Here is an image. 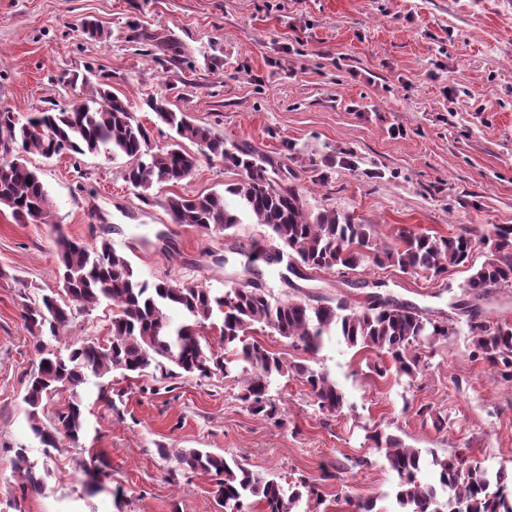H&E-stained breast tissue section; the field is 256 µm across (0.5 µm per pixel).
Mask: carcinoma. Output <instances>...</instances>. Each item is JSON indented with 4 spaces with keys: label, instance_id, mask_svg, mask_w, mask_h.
<instances>
[{
    "label": "carcinoma",
    "instance_id": "obj_1",
    "mask_svg": "<svg viewBox=\"0 0 512 512\" xmlns=\"http://www.w3.org/2000/svg\"><path fill=\"white\" fill-rule=\"evenodd\" d=\"M61 76L70 85H82L71 102L48 108L22 120L0 111V208L11 211L18 222L52 223V203L28 154L51 159L104 154L126 158L124 179L142 190L139 198L153 203L148 190L155 184H177L190 177L203 156L243 171L224 192L188 196L172 194L162 205L174 224L196 226L207 232L230 231L241 223L229 209L226 196L235 197L242 211L266 227L268 242L285 250L291 265L334 272L343 277L365 262L392 266L403 273H427L439 277L448 268L470 262L476 244L483 245L485 259L470 267L466 291L478 300L497 288H512V227L498 226L492 235L464 229L454 236H436L411 229L396 231L392 241L380 240L373 225L350 212L317 213L293 186L277 183L266 162L250 149L227 147L224 137L211 128L175 112L162 95H149L142 105L174 135L164 147H151V129L131 111L128 102L110 91L92 88L88 74ZM195 144L198 153L187 152L182 141ZM62 297L42 296L22 305L25 327L33 347L41 355L27 375L24 402L34 435L45 448H56L61 439L79 442L85 430L83 401L77 393L87 373L102 378L114 371L141 375L153 369L164 376L209 378L236 374L242 382L239 400L254 415L272 419L277 405L269 395L271 377L298 378L309 389L319 411L342 413L345 396L331 376L306 363L291 361L284 352H273L254 338L257 330H270L295 348L316 358L323 338L330 332L350 348L391 358L396 374L413 378L423 368L421 349L432 347L454 334L447 323L430 318L415 307L394 302H373L353 307L345 300L290 298L279 300L252 282L236 283L222 292L199 285L150 284L139 278L126 255L103 238L88 245L62 232L56 238ZM103 302L112 304V320L105 342L83 341L70 347L67 356L44 355L43 338H59L78 313ZM470 357L492 370L498 382L512 384V324L499 323L478 314L466 321ZM219 331L220 347L208 339ZM69 383L68 403L45 413L58 387ZM385 450V459L397 477L395 500L400 512H512V469L495 473L472 463L462 448L435 456V483L421 480V451L403 446L395 436L374 430L368 436ZM176 466L171 476L196 474L217 478L219 506L229 503L236 512H252V499L265 512H297L301 502L324 504L317 485L306 478L284 484L261 476L245 463L204 448H160ZM22 496L39 495L43 480L25 448L12 459ZM349 512H376V503L346 494Z\"/></svg>",
    "mask_w": 512,
    "mask_h": 512
}]
</instances>
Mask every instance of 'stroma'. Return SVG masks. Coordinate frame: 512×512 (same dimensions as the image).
Masks as SVG:
<instances>
[{"mask_svg": "<svg viewBox=\"0 0 512 512\" xmlns=\"http://www.w3.org/2000/svg\"><path fill=\"white\" fill-rule=\"evenodd\" d=\"M96 22L105 37L79 30ZM93 67L109 90L137 107L157 145L169 129L141 110L147 95L210 127L229 144L270 162L279 183L309 206L352 212L380 237L401 227L453 236L512 225V0H0V108L27 116L68 103L58 75ZM32 166L49 193L54 225L19 223L0 210V512H224L216 482L171 477L158 448H207L286 482L307 477L347 512L344 491L391 512L395 476L371 430L405 446L512 467V385L472 360L467 341L466 267L437 278L366 265L340 277L280 264L274 298L345 299L377 294L447 321L450 340L425 349L415 379L375 381L365 356L326 341L313 368L343 389L339 414L317 410L297 379H273L280 421L251 414L239 380L88 376L78 444L44 449L23 401L36 356L22 304L56 291L57 232L94 243L127 238L141 279L264 285L265 260L246 253L266 242L264 226L243 218L233 235L173 224L169 192L223 191L239 169L200 159L173 188L140 201L123 180L124 160L102 155L45 159ZM112 307L78 314L46 348L66 353L82 339H105ZM431 406L440 423L418 416ZM26 448L44 481L20 499L11 460ZM106 463L101 485L84 468Z\"/></svg>", "mask_w": 512, "mask_h": 512, "instance_id": "1", "label": "stroma"}]
</instances>
